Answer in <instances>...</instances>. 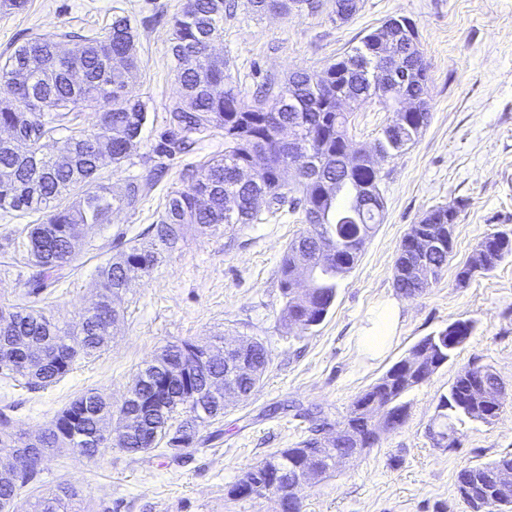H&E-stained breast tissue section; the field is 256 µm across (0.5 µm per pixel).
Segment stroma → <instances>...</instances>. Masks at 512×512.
I'll return each instance as SVG.
<instances>
[{
    "mask_svg": "<svg viewBox=\"0 0 512 512\" xmlns=\"http://www.w3.org/2000/svg\"><path fill=\"white\" fill-rule=\"evenodd\" d=\"M186 0H29L26 10L0 12V60L17 45L46 33L102 32L113 14L130 16L141 62L128 84L148 107V121L131 158L105 167L101 180L120 190L154 166L165 171L154 192L133 213L95 225L47 311L75 322L96 301L98 269L116 255L117 234L137 240L179 187L183 168L222 153L223 134L189 154L156 153L176 99L170 21ZM224 20L218 52L230 61L231 79L244 98L262 85L282 83L297 69L321 70L358 46L390 17L411 19L429 64L431 120L416 142L381 161L384 218L358 262L338 284L336 301L313 331L281 323L283 252L302 230L298 216L281 213L255 224L199 231L150 273L133 275L112 338L99 357L79 360L59 382L30 390L23 379L0 376V408L9 407L15 432H41L61 409L95 390L120 404L135 374L163 346L182 340L224 343L252 336L271 357L256 395L228 406L201 427V443L173 460L166 445L138 455L112 443L94 458L72 450L49 455L41 468L48 484L68 483L87 499L105 500L111 512H278L273 496L234 500L227 490L267 454L293 447L308 435L307 411L341 423L355 397L372 385L422 337L459 319L474 330L466 343L422 385L410 390L402 426L381 433L374 447L342 471L302 494L301 512H470L456 490L459 470L512 455V258L458 287L456 273L481 238L512 233V0H359L347 21L336 19V0H322L301 15L251 13L237 0ZM390 118L379 102L350 108L354 143L373 148ZM458 200L466 206L454 226V246L440 282L404 296L393 286L404 236L431 207ZM35 217L0 211V302L26 290L33 271L23 247ZM396 299L401 320L391 346L378 358L358 344L360 330L385 300ZM473 364L494 370L506 386L498 419L462 425L461 445L434 447L428 426L458 370Z\"/></svg>",
    "mask_w": 512,
    "mask_h": 512,
    "instance_id": "obj_1",
    "label": "stroma"
}]
</instances>
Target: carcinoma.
I'll use <instances>...</instances> for the list:
<instances>
[{
  "instance_id": "carcinoma-1",
  "label": "carcinoma",
  "mask_w": 512,
  "mask_h": 512,
  "mask_svg": "<svg viewBox=\"0 0 512 512\" xmlns=\"http://www.w3.org/2000/svg\"><path fill=\"white\" fill-rule=\"evenodd\" d=\"M231 9L227 0H187L181 13L172 19L169 50L176 62L180 87L178 98L167 112L168 131L157 152L173 157L188 154L205 137L224 132V154L198 167L182 172L186 186L170 191L164 211L145 233L147 244H131L118 257L99 270L105 314L85 313L75 326H61L39 303L46 287L64 278V269L72 261L88 229L95 224L112 223V215L134 211L151 195L156 186L153 175L128 180L115 192L99 181L101 169H115L129 160L147 121L145 104L128 95L126 86L139 66L136 30L126 15L113 14L111 23L100 36L67 32L63 37L73 44V53L56 54L58 35H38L13 49L0 62V82L15 75L25 83L13 90V96L0 100V128L15 130L17 142L9 146L0 141V209L40 215L30 225L27 250L36 272L29 289L16 303L0 304V374L6 378L27 377L31 388H45L65 377L76 361L98 352L110 339L112 324L120 312L122 296L128 285L122 281V267L132 262L144 264L149 273L160 261L162 251L175 248L191 227L224 225L233 231L240 224L261 220L253 205L267 198V213H299L305 228L289 242L280 261V288L285 299L282 321L285 327L302 333L313 330L326 318L336 300L338 281L356 265L368 240L382 223L383 214L375 206L356 204L358 196L382 197L380 171L368 165L365 149L354 145L348 133V115L336 110L337 100L360 105L375 97L394 113L399 104L411 108L415 100L429 95L428 64L421 50L407 54V30H398L390 57L395 65L387 68L386 84L376 87L368 82L374 33L365 35L361 45L348 58H340L321 72L295 71L273 91L269 86L258 92L253 103L246 102L233 85L229 62L216 64L206 52L208 42L224 33V13ZM78 69L83 79L77 83L70 72ZM83 110L98 113L90 130L74 131L67 136L63 151L69 153V166L57 167L41 150L40 140L48 126H62L69 114ZM430 116L407 113L403 124L387 123L374 148L386 158L399 155L415 143L428 125ZM288 131L300 141L308 163L300 170L294 186L283 180L289 165L280 136ZM104 138L111 144L108 155L93 151L91 143ZM267 156V167L250 180L239 178L252 154ZM458 211L442 206L431 208L430 223L423 234L431 240H448V225L456 224ZM494 260L468 272L487 273L512 256V239L491 244ZM448 262V253L437 250L425 256V262L412 275L394 279V287L406 295L419 294L436 284ZM310 270V292L296 291L299 269ZM453 331L443 329L423 337L414 348H429L446 363L462 345L449 342L452 334L465 339L474 325L457 321ZM256 358L253 377L241 381L244 390L259 384L270 364L265 345L255 338H244ZM31 347L56 351L46 361L34 362L25 374L17 365L29 360ZM158 355L144 363L134 379L137 399L120 407L121 412L141 413V425L128 435L125 451L131 455L145 452L159 441L174 450L190 448L198 441L199 426L224 415V404L213 403L208 415L197 418V393L211 375L224 374V362H215L207 372L192 375L186 383L171 382L170 391L153 390L142 377L156 376ZM403 361H397L372 387L380 390L381 403L391 414L406 417L403 397L423 384L418 375H405ZM491 372L481 366L462 367L448 394L440 397L437 414L429 435L438 448L460 446V426L467 421L487 422L482 396L473 393L479 378ZM115 407L99 392L90 390L58 412L42 434L48 448L72 444L88 458L97 448L85 446L84 438L107 439L112 430ZM182 419H177V416ZM325 423L311 429V435L295 448L269 453L260 465L249 468L228 491L235 499H253L270 494L267 482L257 477L259 466L269 469L289 465L308 466V455L317 459L319 477H327L350 461L346 444L315 446L316 433ZM20 438L13 431L8 415L0 413V447L15 448ZM503 462L512 463V455L475 467L461 469L456 477L460 497L474 507L465 493L473 476L486 478ZM44 486L42 470L33 459L27 460L13 480L0 478V499L15 501L20 488ZM83 501L80 491L59 483L28 504L29 512H56L62 500Z\"/></svg>"
}]
</instances>
